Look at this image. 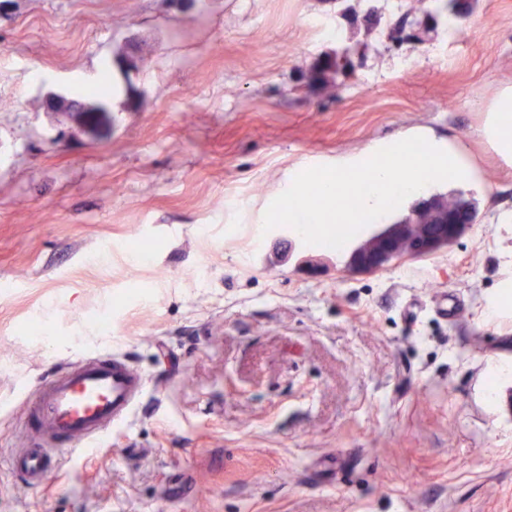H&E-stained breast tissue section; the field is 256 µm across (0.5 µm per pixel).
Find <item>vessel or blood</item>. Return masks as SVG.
<instances>
[{
  "mask_svg": "<svg viewBox=\"0 0 512 512\" xmlns=\"http://www.w3.org/2000/svg\"><path fill=\"white\" fill-rule=\"evenodd\" d=\"M142 390V377L120 356L70 366L42 387L32 413L39 442L13 456V469L39 486L58 469L60 445L83 448L126 421Z\"/></svg>",
  "mask_w": 512,
  "mask_h": 512,
  "instance_id": "b4317fda",
  "label": "vessel or blood"
}]
</instances>
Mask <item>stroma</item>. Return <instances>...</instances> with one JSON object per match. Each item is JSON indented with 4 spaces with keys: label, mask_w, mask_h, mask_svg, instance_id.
<instances>
[{
    "label": "stroma",
    "mask_w": 512,
    "mask_h": 512,
    "mask_svg": "<svg viewBox=\"0 0 512 512\" xmlns=\"http://www.w3.org/2000/svg\"><path fill=\"white\" fill-rule=\"evenodd\" d=\"M375 4L0 0V512H512V157L480 134L512 0L414 48L412 0ZM104 70L98 126L49 105ZM401 133L478 174L453 246L356 275L263 231L294 172ZM113 353L129 419L29 487L40 388Z\"/></svg>",
    "instance_id": "stroma-1"
}]
</instances>
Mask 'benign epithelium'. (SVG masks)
Here are the masks:
<instances>
[{"label": "benign epithelium", "instance_id": "benign-epithelium-1", "mask_svg": "<svg viewBox=\"0 0 512 512\" xmlns=\"http://www.w3.org/2000/svg\"><path fill=\"white\" fill-rule=\"evenodd\" d=\"M421 203L422 208L433 212L436 223L371 225V231L351 251L350 269L371 273L401 256L431 255L452 245L470 229L471 224L448 216V204L440 198L432 195Z\"/></svg>", "mask_w": 512, "mask_h": 512}]
</instances>
